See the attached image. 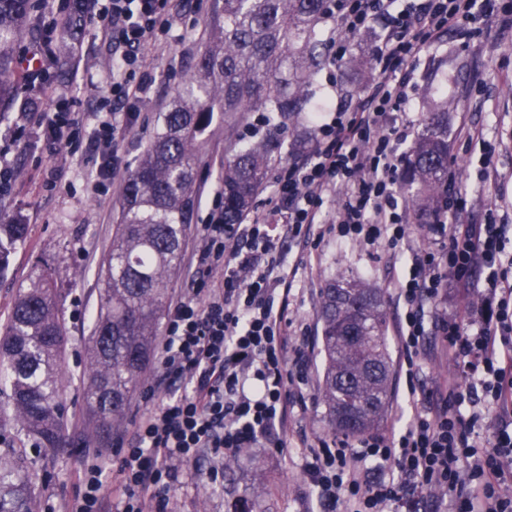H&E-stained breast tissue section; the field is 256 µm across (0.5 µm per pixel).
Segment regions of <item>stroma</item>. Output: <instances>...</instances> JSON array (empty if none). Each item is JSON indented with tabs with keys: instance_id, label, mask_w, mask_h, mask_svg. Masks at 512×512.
I'll return each mask as SVG.
<instances>
[{
	"instance_id": "35a3bbf8",
	"label": "stroma",
	"mask_w": 512,
	"mask_h": 512,
	"mask_svg": "<svg viewBox=\"0 0 512 512\" xmlns=\"http://www.w3.org/2000/svg\"><path fill=\"white\" fill-rule=\"evenodd\" d=\"M222 0H186L178 8L169 36L160 37L143 54L136 75L154 78V91L141 105L136 120L124 133L121 164L134 169L137 158L152 139L158 113L193 68L213 29ZM47 12H40L30 32L16 50L20 66L39 51L40 80L22 83L19 100L34 99L49 105L55 92L70 89L73 111L82 123L71 147L50 150L38 142L30 125L21 122L15 136L0 140V154L14 165L6 191L0 192V222H21L29 227L24 243L17 245L8 266L0 271V321L4 320L34 269H48L64 297L66 347L62 369L66 376L61 399L66 416L64 447L46 452L34 447L11 422L10 403L0 394V458L21 462L33 478L35 512L52 508L80 496L85 471L93 457L118 459L134 425L146 411L142 397H134L124 427L105 443L85 438V386L89 368L86 342L99 307L100 266L112 246L113 226L122 208L121 186H94L100 157L90 138L95 114L112 98L110 52L89 24L68 46L67 67L57 61V44H44ZM373 34L358 36L342 62H325L315 101L334 102L349 90H364L374 74L364 60L371 54ZM449 101V169L468 188L467 206L460 215L464 224H483L488 218L512 225V20L500 12L489 13L479 34L463 40L448 33L436 47L415 63L414 88L404 107V118L414 131L441 101ZM482 131L491 146L490 156L466 152L461 131ZM204 148L197 171L198 213L185 240L181 267L169 286L170 298H178L190 286V258L200 226L211 208L222 203L224 179V118L214 113L205 131ZM490 160L500 174L496 184L483 181V160ZM294 253L283 255V268L290 271L288 296L290 316L297 335L306 337L310 386L318 388L321 357L317 348L316 313L328 280L345 274L366 279L379 288L408 274L409 259L388 258L382 251L359 246L342 247L328 236L313 250L309 262L295 266ZM308 451L291 439L284 453L250 448L233 456L220 478H213L214 461L202 455L182 468L172 512H234L244 494L256 498L263 512H315L317 502L305 497V467Z\"/></svg>"
}]
</instances>
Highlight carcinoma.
Here are the masks:
<instances>
[{
	"mask_svg": "<svg viewBox=\"0 0 512 512\" xmlns=\"http://www.w3.org/2000/svg\"><path fill=\"white\" fill-rule=\"evenodd\" d=\"M74 4L59 6L61 28L77 26ZM39 0H0V104L17 95L16 48ZM330 0H224L222 20L121 188L122 209L101 276L100 312L89 338L88 435L117 432L146 379L169 285L197 206L201 136L224 113V223L240 224L280 163L285 135L323 65L322 26ZM255 114L258 123L246 122ZM448 188V104L428 113L409 150L402 184L421 224ZM28 225L0 224V271ZM62 294L41 269L19 292L0 335V380L19 430L41 448L64 441L60 406L65 328ZM322 357L318 399L334 432L358 436L387 414L393 361L383 291L340 275L327 281L317 312ZM32 481L18 464L0 467V512H33Z\"/></svg>",
	"mask_w": 512,
	"mask_h": 512,
	"instance_id": "carcinoma-1",
	"label": "carcinoma"
}]
</instances>
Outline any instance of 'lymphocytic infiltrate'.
Returning <instances> with one entry per match:
<instances>
[{
  "instance_id": "1",
  "label": "lymphocytic infiltrate",
  "mask_w": 512,
  "mask_h": 512,
  "mask_svg": "<svg viewBox=\"0 0 512 512\" xmlns=\"http://www.w3.org/2000/svg\"><path fill=\"white\" fill-rule=\"evenodd\" d=\"M112 51V108L93 131L99 175L120 173L119 120L132 118L151 84L133 81L139 59L172 26V0H90ZM492 0H339L328 47L343 59L356 37L374 34L377 72L356 104H321L313 149L280 168L264 208L243 224L212 210L192 255L190 288L168 309L160 371L143 392L151 407L117 467L95 460L80 497L62 512H105L104 481L117 473L119 512H170L184 464L202 452L220 459L246 448L283 452L295 415L306 410V355L288 316L290 281L280 247L306 263L325 236L337 244L408 253L394 280L411 414L405 426L357 439L305 441L306 470L322 512H512V226L462 224L467 204L456 180L432 217L434 242L412 245L399 205L397 121L414 84V64L448 32L468 35ZM21 113L50 148L72 143L81 124L67 90L49 107ZM469 302L455 316L440 304L449 286ZM453 372L424 379L431 341Z\"/></svg>"
}]
</instances>
